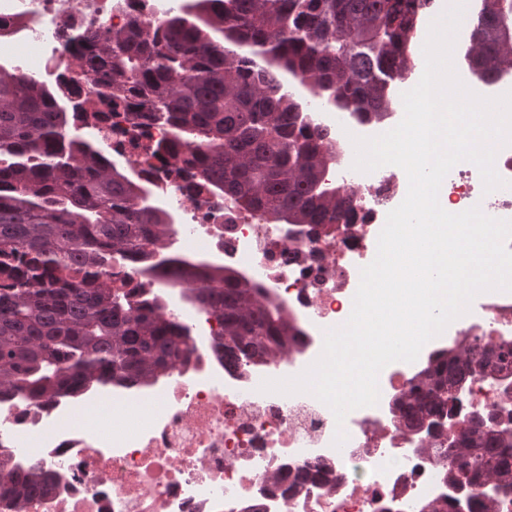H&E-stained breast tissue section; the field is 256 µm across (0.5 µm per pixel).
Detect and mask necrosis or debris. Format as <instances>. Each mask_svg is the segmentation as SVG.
I'll return each instance as SVG.
<instances>
[{
	"instance_id": "4bbe7bcc",
	"label": "necrosis or debris",
	"mask_w": 512,
	"mask_h": 512,
	"mask_svg": "<svg viewBox=\"0 0 512 512\" xmlns=\"http://www.w3.org/2000/svg\"><path fill=\"white\" fill-rule=\"evenodd\" d=\"M159 23L151 0H0V59L38 75L89 76L74 71L63 51L75 28H109L133 19ZM312 120L342 148L340 184L355 183L356 222L311 238L259 211L236 208L221 196L196 192L173 172L170 157L144 155L160 128L130 129L122 113L105 114L106 151H124L156 192L178 212L172 241L177 252L214 255L241 271L283 304L299 326L297 348L283 359L256 365L224 354V326L214 311L188 301L183 285L145 276L141 266L113 262L114 284L126 292L166 295L164 311L188 330L187 359L148 387H112V399L147 402V409L71 424L101 391L80 392L36 404L0 396V462L51 471V493L32 498L25 512H411L447 493L438 450L417 448L389 413L393 395L417 366L386 370L377 405L349 412L337 423L312 394L265 393L263 380L293 377L320 356L326 330L343 325L353 309L364 259L381 230L380 219L398 207L407 183L396 169L353 170V127L345 114L315 111ZM495 169L505 188L484 193L478 169L460 162L449 172L446 201L459 212L480 206L512 220V143L499 148ZM473 311L452 322L449 341L479 337L481 346L512 342V292L477 296ZM503 386L471 382L454 409L456 421L499 404ZM347 439L334 446L337 428Z\"/></svg>"
}]
</instances>
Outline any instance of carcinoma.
<instances>
[{
	"mask_svg": "<svg viewBox=\"0 0 512 512\" xmlns=\"http://www.w3.org/2000/svg\"><path fill=\"white\" fill-rule=\"evenodd\" d=\"M430 0H184L155 26L81 30L78 70L98 78L85 97L0 65V395L30 400L105 385L155 383L186 358V329L150 304L84 270L115 256L155 258L151 275L195 280L194 299L220 315L224 349L264 363L300 335L265 289L221 265L171 250L172 213L146 187L105 160L98 141L69 117L97 118L120 106L139 128L165 137L152 154L177 157L179 177L222 194L277 224L313 235L353 224L350 193L330 177L336 137L312 124L296 82L360 123L394 110V82L415 66L411 40ZM465 59L480 80L505 74L512 0H482L470 22ZM512 344L480 352L463 340L441 348L394 395L392 418L413 435L431 433L444 408L477 376L503 377ZM445 480L467 512H496L512 492V428L472 415L448 428ZM55 476L37 467H0L9 507L49 494Z\"/></svg>",
	"mask_w": 512,
	"mask_h": 512,
	"instance_id": "1",
	"label": "carcinoma"
}]
</instances>
